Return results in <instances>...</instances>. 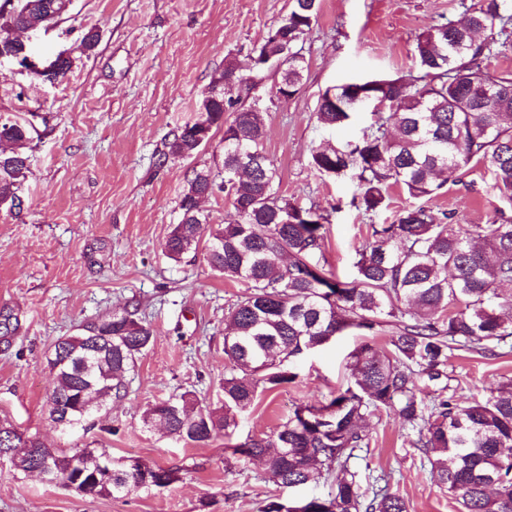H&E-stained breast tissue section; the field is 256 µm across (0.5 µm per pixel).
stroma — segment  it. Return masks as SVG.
Returning <instances> with one entry per match:
<instances>
[{
  "mask_svg": "<svg viewBox=\"0 0 512 512\" xmlns=\"http://www.w3.org/2000/svg\"><path fill=\"white\" fill-rule=\"evenodd\" d=\"M477 2L319 0L318 20L300 42L307 70L297 93L278 97L272 76L253 90L280 192L320 207L328 218L329 273L352 278L367 225L391 223L410 200L395 188L387 210L367 213L353 203L352 176L328 177L312 168L314 147L356 139L374 121L364 107L346 125L321 126V94L349 81L413 71L417 36ZM289 6V0H71L48 30L24 36L37 59L61 52L73 58L64 78L43 83L0 59V115L34 127L25 147L30 166L23 205L0 209V307L17 310L23 323L13 346L0 351V417L51 448H104L117 460L178 474L163 489L93 499L0 464V512H259L267 496L280 495L260 461L227 459L223 438L187 444L145 428L142 415L173 394L221 406L225 315L244 290L214 272L203 253L176 262L163 248L193 170L223 173V129H213L192 157L160 169L158 152L172 128L196 117L202 91L226 60L250 76L253 48ZM90 28L99 42L86 52L79 38ZM429 207L453 213L454 223L463 225L512 214V203L498 197L478 167L448 182ZM102 241L104 255L89 264L88 254ZM126 308L136 309L154 339L126 374L124 392L82 425L56 427L47 406L54 343ZM358 341L354 331L343 332L296 364L295 384L259 393L238 415L234 442L271 434L296 404L330 398L346 383L348 355ZM448 373L458 401L480 399L512 379V352L484 357L457 349ZM363 426L370 443L350 465L365 487H388L403 496L408 512H459L414 447V433L394 415L372 414Z\"/></svg>",
  "mask_w": 512,
  "mask_h": 512,
  "instance_id": "35a3bbf8",
  "label": "stroma"
}]
</instances>
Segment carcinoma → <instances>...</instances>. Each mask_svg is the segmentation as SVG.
<instances>
[{"instance_id": "obj_1", "label": "carcinoma", "mask_w": 512, "mask_h": 512, "mask_svg": "<svg viewBox=\"0 0 512 512\" xmlns=\"http://www.w3.org/2000/svg\"><path fill=\"white\" fill-rule=\"evenodd\" d=\"M69 3L16 0V7L0 8V56L21 50L16 31L58 19ZM317 17V0H291L285 17L253 48L255 58L283 59L274 70L277 90L290 97L306 70L293 46ZM485 33L489 37L481 38ZM511 50L506 0H478L462 20L436 24L417 37L418 74L345 83L321 95L316 119L325 127L350 118L357 89L385 109L374 113V123L351 150L314 148L313 169L339 175L354 168L367 213L387 208L394 186L421 201L400 210L391 224L369 225L370 239L358 252L350 281L333 279L320 266L326 221L321 210L288 199L276 187L277 170L263 146L262 113L237 112L226 123L224 94L204 93L197 117L165 139L158 168L197 153L201 132L224 127V178L209 169L193 171L164 249L177 261L205 244L209 266L242 282L245 293L226 317L231 334L224 336L230 364L224 405L199 408L184 393L149 406L144 426H159L187 443L209 442L236 426V414L253 404L259 387L294 382L293 364L339 334H388V347L365 341L350 353L345 390L325 403L296 404L271 435L233 445L235 455L264 459L266 478L279 488L330 481L324 498L277 497L264 501L260 512H407L396 493H368L348 466L354 452L369 445L362 421L376 411L396 414L414 432L413 445L459 512H512V380L468 404L448 394V352L462 347L498 356L512 350V216L463 227L425 206L471 164L490 173L493 189L512 203V72L490 65L492 56ZM390 126L398 137H389ZM29 139L28 124L0 119V207L13 209L20 199L29 165L22 148ZM217 191L230 200L234 219L210 224L198 199ZM20 329L18 313L0 307V345L10 347ZM152 338V329L125 310L57 340L49 360L52 421L66 414L65 427H75L120 394L125 374ZM419 379L432 390L429 405L420 396ZM0 448L28 449L22 472L45 464L52 482L64 487L84 475L89 498L174 481L170 468L114 461L112 481L99 483L94 474L106 450L48 448L3 418Z\"/></svg>"}]
</instances>
